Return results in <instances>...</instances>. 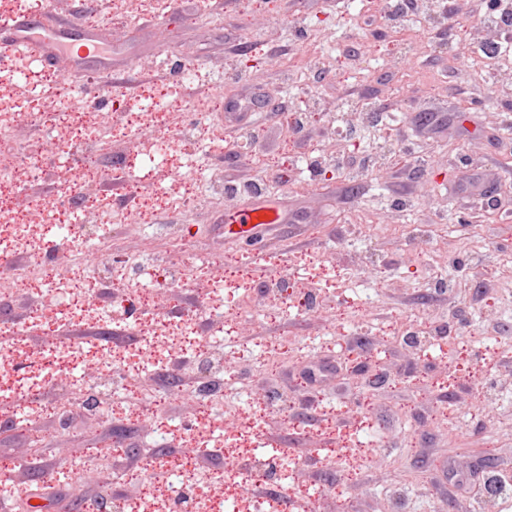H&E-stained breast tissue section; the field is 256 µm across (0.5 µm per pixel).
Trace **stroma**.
Segmentation results:
<instances>
[{
  "mask_svg": "<svg viewBox=\"0 0 512 512\" xmlns=\"http://www.w3.org/2000/svg\"><path fill=\"white\" fill-rule=\"evenodd\" d=\"M69 37L94 35L102 72L136 100L107 124L109 149L85 138L62 65L26 71L20 112L41 122L0 130V170L24 168L52 129L68 127L82 165L97 167L81 208L49 203L62 156L27 171L13 204L38 233L68 248L61 229L95 225L117 256L110 284L83 277L88 259L46 263L63 284L54 311L38 286L0 279V344L27 351L31 371L0 394V467L23 460L0 507H27L36 478L53 473L47 512H115L144 495L152 457L173 470L245 474L272 459L275 495L300 512H512V490L488 494L489 475L512 478V66L490 52L512 44L504 0H54ZM182 54L190 84L169 76ZM253 66H246V59ZM58 87L51 108L42 90ZM206 99L204 115L170 111V96ZM155 121L142 125L140 115ZM154 157L133 153L167 123ZM323 168L301 169V156ZM201 161L179 193L156 171L171 157ZM501 189L498 198L485 193ZM265 199L282 221L230 238L234 206ZM264 261L256 263L253 254ZM287 261L312 282L309 309L272 304L268 270ZM186 270L178 278L177 270ZM127 289L148 311L183 325L177 349L150 369L127 361L144 336L79 317L81 301L111 306ZM79 356L64 360L59 321ZM109 353L128 395L113 415L72 406L94 391L88 364ZM63 372L75 388L34 385L30 372ZM220 407L195 396L201 382ZM40 408L16 422L14 391ZM493 456L495 471L478 466Z\"/></svg>",
  "mask_w": 512,
  "mask_h": 512,
  "instance_id": "1",
  "label": "stroma"
}]
</instances>
